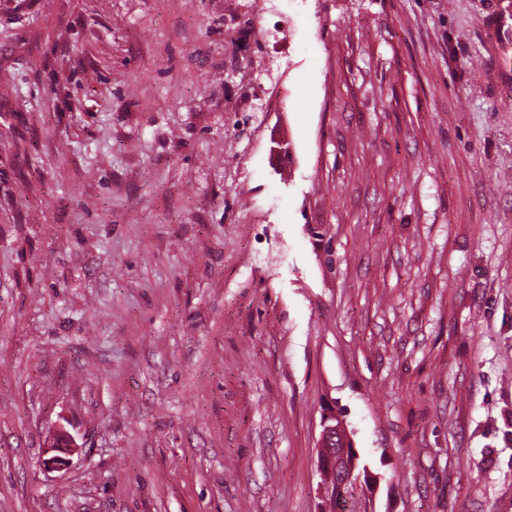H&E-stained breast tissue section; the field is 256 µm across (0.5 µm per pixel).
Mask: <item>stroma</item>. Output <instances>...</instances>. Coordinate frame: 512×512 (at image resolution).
<instances>
[{"instance_id": "stroma-1", "label": "stroma", "mask_w": 512, "mask_h": 512, "mask_svg": "<svg viewBox=\"0 0 512 512\" xmlns=\"http://www.w3.org/2000/svg\"><path fill=\"white\" fill-rule=\"evenodd\" d=\"M269 2L0 0V512H512V0ZM320 437L317 448L316 470L320 476L316 493L318 498L326 505L332 507L336 511V504L330 498H334L340 502L339 509L344 506L343 501L346 500V511L375 512L374 509V491L379 484V478L366 467V477L371 487V491H367L369 502L365 503L364 499L359 500L357 496H352V484L359 485L362 481L363 473L356 476L359 456L355 448L351 451L347 448L349 443L353 447L350 434L347 429L346 421L343 416L337 414L336 411L329 406L323 408L320 418ZM340 436L343 442L342 450ZM337 442L338 448L334 445ZM356 477V481H354ZM327 500V501H326Z\"/></svg>"}]
</instances>
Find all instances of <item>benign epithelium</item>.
Segmentation results:
<instances>
[{
  "mask_svg": "<svg viewBox=\"0 0 512 512\" xmlns=\"http://www.w3.org/2000/svg\"><path fill=\"white\" fill-rule=\"evenodd\" d=\"M320 437L317 448L316 470L320 476L316 493L320 500L330 498L347 502L351 512H372L374 510V490L379 478L371 471L356 473L359 456L356 450L348 449L350 434L343 416L326 406L320 418ZM341 438L343 448H336V438ZM50 447L56 454L42 459L46 470L60 471L72 464L71 455L79 444L66 429L59 428L52 437Z\"/></svg>",
  "mask_w": 512,
  "mask_h": 512,
  "instance_id": "obj_1",
  "label": "benign epithelium"
}]
</instances>
